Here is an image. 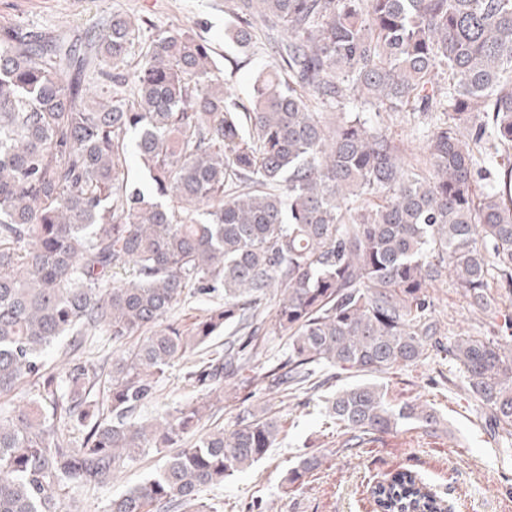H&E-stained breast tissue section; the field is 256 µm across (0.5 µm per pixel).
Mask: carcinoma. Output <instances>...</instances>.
I'll list each match as a JSON object with an SVG mask.
<instances>
[{"mask_svg": "<svg viewBox=\"0 0 512 512\" xmlns=\"http://www.w3.org/2000/svg\"><path fill=\"white\" fill-rule=\"evenodd\" d=\"M233 14L232 41L248 48L260 30L282 63L257 73L244 109L188 30L156 34L134 64L142 26L119 13L83 43L0 35V396L33 386L23 406L0 407V512H65L61 486L104 483L152 449L162 465L108 512H213L200 492L281 434L244 376L263 305L288 337L258 374L267 387L294 396L326 368L387 373L442 350L512 438V349L499 336L441 344L429 295L447 273L497 313L488 276L512 289V0H234ZM345 104L331 126L315 110ZM369 110L445 120L415 167ZM219 288L224 303L191 331L167 321ZM220 335L224 354L185 373L203 397L137 420L167 370ZM98 336L138 341L94 362ZM65 337L55 372L44 356ZM212 396L239 412L201 433ZM323 409L348 449L441 425L371 383L336 389ZM325 459L304 454L286 486ZM370 495L376 512H444L408 471Z\"/></svg>", "mask_w": 512, "mask_h": 512, "instance_id": "carcinoma-1", "label": "carcinoma"}]
</instances>
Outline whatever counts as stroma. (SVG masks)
Listing matches in <instances>:
<instances>
[{"label":"stroma","mask_w":512,"mask_h":512,"mask_svg":"<svg viewBox=\"0 0 512 512\" xmlns=\"http://www.w3.org/2000/svg\"><path fill=\"white\" fill-rule=\"evenodd\" d=\"M228 0H0V33L22 29L36 35L66 33L80 37L100 29L105 17L119 12L136 19L146 32L192 29L212 44L220 76L237 103L248 104L252 82L261 69L275 61L262 42L252 52H242L225 31L232 17ZM372 121L387 130L408 160L422 158L429 126L440 114L374 112ZM491 294L501 296V316L473 312L448 278L430 290L434 315L442 336L497 333L504 315H512V292L503 291L497 278H489ZM185 364L168 369L156 398L141 408L139 420L156 421L178 404L200 398L185 378ZM388 387L392 403L414 400L436 408L442 419L431 436L404 427L380 435L366 448L333 449L323 435L317 392H309L307 405L297 398L265 391L254 383L253 402L278 412L283 431L275 448L250 470L224 484L204 489L202 496L218 512H249L261 501L265 512H373L371 482L399 471H411L428 484L448 507V512H512V451L505 450L491 431L487 415L461 387V375L443 356L378 375ZM320 450L327 459L298 489H286L284 478L306 450ZM161 463L151 452L132 463L112 481L90 488L63 487L64 504H78L79 512H108L113 498L153 474Z\"/></svg>","instance_id":"1"}]
</instances>
